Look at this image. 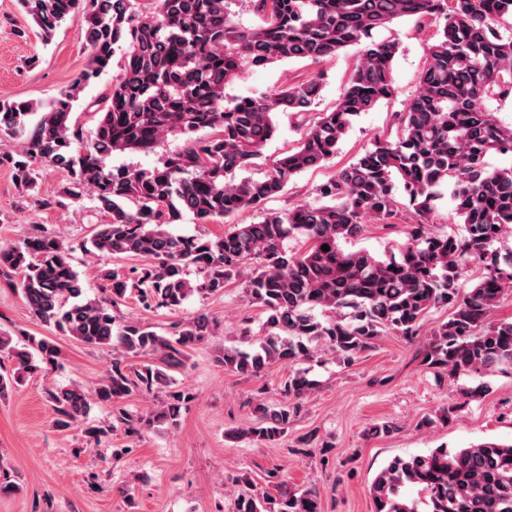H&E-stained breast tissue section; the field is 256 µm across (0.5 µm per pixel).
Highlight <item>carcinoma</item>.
Listing matches in <instances>:
<instances>
[{
	"mask_svg": "<svg viewBox=\"0 0 512 512\" xmlns=\"http://www.w3.org/2000/svg\"><path fill=\"white\" fill-rule=\"evenodd\" d=\"M227 0H26V11L50 40L70 13L85 15L89 63L74 83L28 127L39 107L0 99V163L17 183L34 184L32 164L42 161L66 172L63 206L88 194L101 217L86 252L105 260L136 257L140 266L103 267L109 294L90 296L70 263L68 249L44 229L23 245L0 243V272L20 275L31 313L43 325L86 344L145 358L127 370L118 358L91 390L78 385L48 391L54 426L66 431L87 422L91 410L110 407L134 392L166 395L144 415L121 409L112 428L134 438L156 425L175 426L194 400L173 390V373L187 367L189 352L208 336L213 321L201 313L176 325L168 338L140 322L118 327L112 309L134 295L146 308L177 310L192 295L224 294L231 281L266 313L265 334L250 352L226 346L224 369L257 375L275 364L291 367L284 385L288 401L257 405L255 424L243 434L275 442L297 414L296 400L316 386L299 364L320 353L353 362L388 331L412 338L434 308L450 310L431 332L423 362L448 377L479 380L462 396L488 389L481 378L512 366V321L492 313L512 293V252L493 249L512 225V169L490 171L485 158L512 152V126L502 125L486 102L512 94V30L490 25L512 17V0H250L262 23L242 28ZM414 16L445 23L428 47L426 66L404 111L401 135L377 139L356 162L315 189L317 203L272 212L256 224H231L222 235L182 236L170 226L190 214L212 224L257 208L284 193L295 175L332 156L355 117L390 99L393 39L365 48L336 103L308 125L298 146L277 159L259 179L236 178L278 131L280 112L302 113L319 99L323 74L286 79L274 92L260 91L224 102V87L247 66L308 61L320 64L358 46L396 19ZM124 52L84 152L73 122L83 86ZM199 130L207 136H195ZM170 134L183 142L151 169L112 166L116 151L150 152ZM452 186L464 232L438 235L422 222L431 202ZM406 202H401V199ZM414 214L406 241L382 257L345 245L359 238L369 220L387 223L401 210ZM306 248L292 251L288 243ZM329 250H322L323 245ZM482 264L467 290L459 279ZM198 277L189 278L190 269ZM0 355L15 368L0 373V400L25 377L60 364L49 336L20 345L0 332ZM275 480L276 495L241 491L236 512H322L319 491L294 489ZM411 487L416 496L404 489ZM374 512H512V442L484 441L454 452L395 458L371 484Z\"/></svg>",
	"mask_w": 512,
	"mask_h": 512,
	"instance_id": "cac0c4a2",
	"label": "carcinoma"
}]
</instances>
